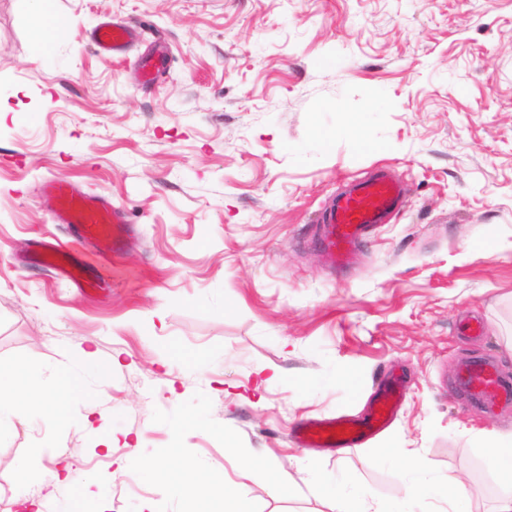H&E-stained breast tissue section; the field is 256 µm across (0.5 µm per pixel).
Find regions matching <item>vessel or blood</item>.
<instances>
[{"label":"vessel or blood","mask_w":512,"mask_h":512,"mask_svg":"<svg viewBox=\"0 0 512 512\" xmlns=\"http://www.w3.org/2000/svg\"><path fill=\"white\" fill-rule=\"evenodd\" d=\"M129 28L112 20L102 21L90 37L98 55L111 58L122 54ZM43 192L56 223L75 228L74 245H91L101 257L118 255L125 244L127 217L121 208L101 196L78 192L63 175L48 178ZM404 206V191L388 169L347 185L335 202L320 216L321 247L331 265L346 266L357 246L377 226L389 223ZM74 245H55L57 253L74 257ZM460 384L475 404L512 400V386L504 383L489 363L465 366ZM401 397V383L389 376L361 417L341 413L304 422L295 432L302 448H358L387 428L393 421Z\"/></svg>","instance_id":"b4317fda"}]
</instances>
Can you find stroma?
<instances>
[{
	"label": "stroma",
	"instance_id": "obj_1",
	"mask_svg": "<svg viewBox=\"0 0 512 512\" xmlns=\"http://www.w3.org/2000/svg\"><path fill=\"white\" fill-rule=\"evenodd\" d=\"M69 37L37 42L29 0H0V362L18 399L84 359L60 426L31 407L0 438V504L78 512H219L167 493L164 448L226 479L243 512H336L405 498L414 450L465 480L474 512L504 489L481 431L512 402H469L458 374H512V0H52ZM134 28L114 59L88 36ZM406 204L350 265L326 263L318 219L377 168ZM68 176L131 223L116 257L86 255L91 293L54 277L35 240L68 242L40 183ZM399 374L394 423L360 448L308 450L302 422L361 411ZM111 439L103 450L102 439ZM232 439L259 467L224 454ZM60 449L61 460L39 455ZM143 464L123 466L129 453ZM36 459L28 478L19 461ZM88 484L63 490L61 463ZM289 473L295 487L273 496Z\"/></svg>",
	"mask_w": 512,
	"mask_h": 512
}]
</instances>
